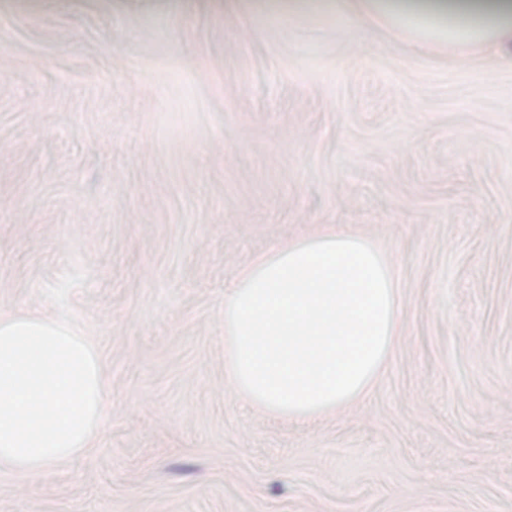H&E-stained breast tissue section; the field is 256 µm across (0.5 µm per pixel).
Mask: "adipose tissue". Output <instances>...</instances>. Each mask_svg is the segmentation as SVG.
<instances>
[{
	"label": "adipose tissue",
	"instance_id": "1",
	"mask_svg": "<svg viewBox=\"0 0 512 512\" xmlns=\"http://www.w3.org/2000/svg\"><path fill=\"white\" fill-rule=\"evenodd\" d=\"M402 7L410 12H447L467 18V25L452 35L460 44L512 46V0H404Z\"/></svg>",
	"mask_w": 512,
	"mask_h": 512
}]
</instances>
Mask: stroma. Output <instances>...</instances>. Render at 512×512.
Instances as JSON below:
<instances>
[{
    "mask_svg": "<svg viewBox=\"0 0 512 512\" xmlns=\"http://www.w3.org/2000/svg\"><path fill=\"white\" fill-rule=\"evenodd\" d=\"M336 0H0V310L70 309L93 450L0 512H512V49ZM333 224L397 268L369 395L244 402L224 287Z\"/></svg>",
    "mask_w": 512,
    "mask_h": 512,
    "instance_id": "35a3bbf8",
    "label": "stroma"
}]
</instances>
